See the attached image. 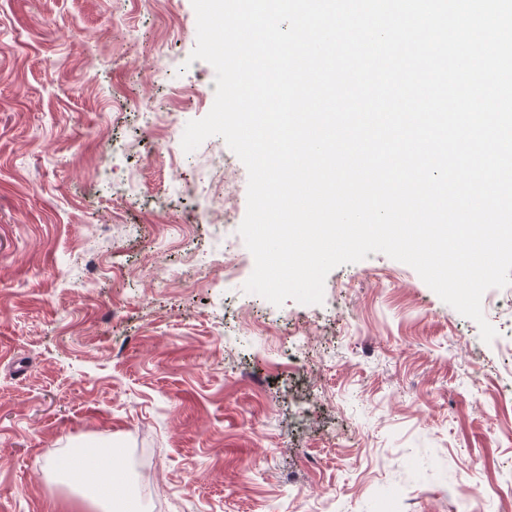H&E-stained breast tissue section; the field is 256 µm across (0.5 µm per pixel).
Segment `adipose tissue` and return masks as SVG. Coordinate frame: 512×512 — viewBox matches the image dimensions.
Returning a JSON list of instances; mask_svg holds the SVG:
<instances>
[{"mask_svg":"<svg viewBox=\"0 0 512 512\" xmlns=\"http://www.w3.org/2000/svg\"><path fill=\"white\" fill-rule=\"evenodd\" d=\"M64 479L80 488L88 507L104 512H141L126 491L129 481L123 457L109 448H89L63 462Z\"/></svg>","mask_w":512,"mask_h":512,"instance_id":"adipose-tissue-1","label":"adipose tissue"}]
</instances>
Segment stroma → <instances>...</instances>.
I'll list each match as a JSON object with an SVG mask.
<instances>
[{"label": "stroma", "instance_id": "1", "mask_svg": "<svg viewBox=\"0 0 512 512\" xmlns=\"http://www.w3.org/2000/svg\"><path fill=\"white\" fill-rule=\"evenodd\" d=\"M196 42L192 0H0V512H83V444L154 463L143 512H512V285L489 343L382 253L245 292Z\"/></svg>", "mask_w": 512, "mask_h": 512}]
</instances>
